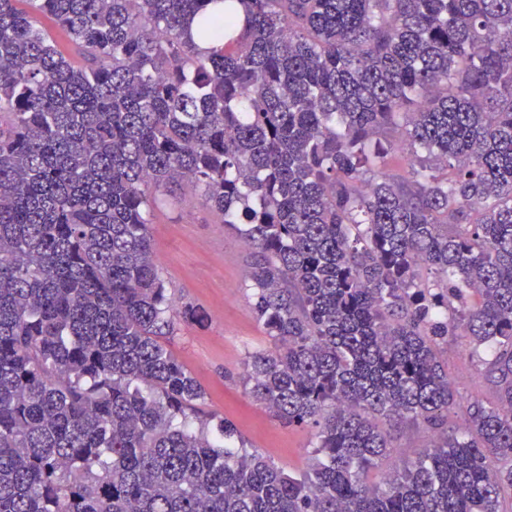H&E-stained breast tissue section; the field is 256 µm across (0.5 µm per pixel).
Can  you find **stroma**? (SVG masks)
I'll use <instances>...</instances> for the list:
<instances>
[{"mask_svg":"<svg viewBox=\"0 0 512 512\" xmlns=\"http://www.w3.org/2000/svg\"><path fill=\"white\" fill-rule=\"evenodd\" d=\"M151 231L168 294L205 313L204 321L178 324L168 341L172 354L204 388V411L231 421L251 448L276 464L307 469L312 430L280 425L243 389L247 357L267 346L268 338L252 312L248 250L236 230L202 205L185 183L155 210ZM448 371L465 396L494 400L493 384L476 369L465 346L449 344Z\"/></svg>","mask_w":512,"mask_h":512,"instance_id":"1","label":"stroma"}]
</instances>
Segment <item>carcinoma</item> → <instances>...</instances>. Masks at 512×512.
<instances>
[{"instance_id": "carcinoma-1", "label": "carcinoma", "mask_w": 512, "mask_h": 512, "mask_svg": "<svg viewBox=\"0 0 512 512\" xmlns=\"http://www.w3.org/2000/svg\"><path fill=\"white\" fill-rule=\"evenodd\" d=\"M184 182L250 250L243 385L315 429L303 473L213 434L165 346L201 315L153 252ZM458 340L494 401L450 377ZM507 500L512 0H0V512ZM41 22L43 27L53 35L60 51L64 53L65 57L71 61L80 63L81 57L68 32L60 28L51 16H41Z\"/></svg>"}]
</instances>
